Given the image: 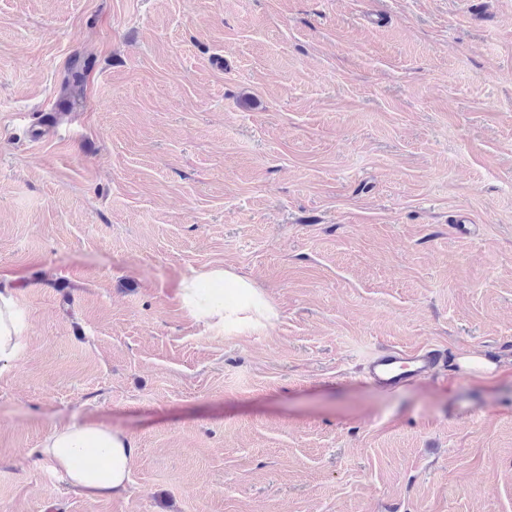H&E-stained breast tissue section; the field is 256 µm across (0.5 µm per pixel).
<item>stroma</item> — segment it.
Instances as JSON below:
<instances>
[{"instance_id":"obj_1","label":"stroma","mask_w":512,"mask_h":512,"mask_svg":"<svg viewBox=\"0 0 512 512\" xmlns=\"http://www.w3.org/2000/svg\"><path fill=\"white\" fill-rule=\"evenodd\" d=\"M211 266L278 320L192 318ZM3 273L0 512H512V0H0ZM72 418L126 493L33 455ZM16 275H0V364L7 365L23 348L25 322L15 291ZM447 360L446 351L436 348L413 351L389 348L370 360L368 372L379 387L391 390L444 365ZM87 448L98 451L88 453L82 462L99 466L103 458V466L91 468L80 463L79 457ZM36 451L73 488L93 498L124 493L135 461L134 443L129 434L111 425L75 418L56 426Z\"/></svg>"}]
</instances>
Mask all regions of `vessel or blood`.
<instances>
[{
  "instance_id": "obj_1",
  "label": "vessel or blood",
  "mask_w": 512,
  "mask_h": 512,
  "mask_svg": "<svg viewBox=\"0 0 512 512\" xmlns=\"http://www.w3.org/2000/svg\"><path fill=\"white\" fill-rule=\"evenodd\" d=\"M445 351L420 348L413 351L386 349L368 364L370 378L381 388L391 390L447 362Z\"/></svg>"
}]
</instances>
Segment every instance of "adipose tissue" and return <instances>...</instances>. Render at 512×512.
<instances>
[{"instance_id":"ef3b65f1","label":"adipose tissue","mask_w":512,"mask_h":512,"mask_svg":"<svg viewBox=\"0 0 512 512\" xmlns=\"http://www.w3.org/2000/svg\"><path fill=\"white\" fill-rule=\"evenodd\" d=\"M177 295L188 313L212 328L269 326L278 312L266 293L250 278L214 266L182 279ZM25 322L18 306L13 275H0V364L18 358L23 348ZM101 452L103 464H81L85 449ZM40 455L70 485L87 496L105 497L126 491L135 461L132 437L112 426L71 419L55 427L42 441Z\"/></svg>"}]
</instances>
